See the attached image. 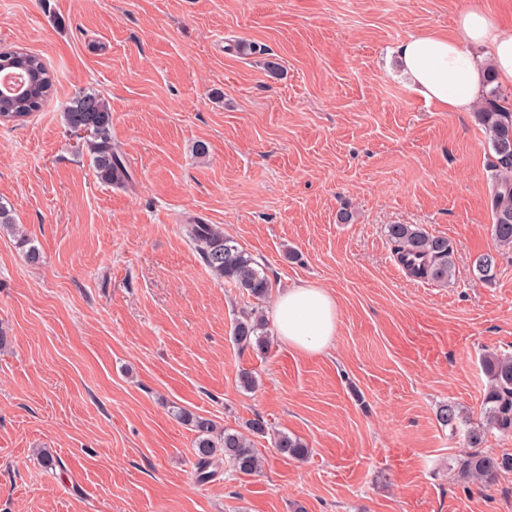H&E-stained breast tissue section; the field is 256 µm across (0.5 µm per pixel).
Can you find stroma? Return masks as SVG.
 Listing matches in <instances>:
<instances>
[{
    "label": "stroma",
    "mask_w": 512,
    "mask_h": 512,
    "mask_svg": "<svg viewBox=\"0 0 512 512\" xmlns=\"http://www.w3.org/2000/svg\"><path fill=\"white\" fill-rule=\"evenodd\" d=\"M469 2L0 0V49L55 76L39 112L0 123V203L41 253L30 263L0 230V512H512V472L460 480L464 436L436 417L451 403L479 423L482 357L512 355L494 153L474 113L440 111L389 58L409 35L451 31ZM92 90L126 185L97 178L65 123ZM195 220L254 256L265 298L203 264ZM390 224L446 237L448 281L410 278ZM484 253L488 283L473 271ZM301 283L336 301L319 354L276 334L275 299ZM251 309L268 350L232 338ZM177 406L220 429L262 417L263 472L196 483ZM280 433L308 458H284ZM274 445L278 452L292 460H303L308 457L310 448L298 438H293L287 434H278L274 438Z\"/></svg>",
    "instance_id": "stroma-1"
}]
</instances>
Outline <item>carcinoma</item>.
<instances>
[{
    "mask_svg": "<svg viewBox=\"0 0 512 512\" xmlns=\"http://www.w3.org/2000/svg\"><path fill=\"white\" fill-rule=\"evenodd\" d=\"M39 72L38 82L19 97L6 92L8 99L0 100V121L21 123L39 111L50 94L54 77L35 54L23 51L0 52V74L20 73L21 67ZM475 115L484 127L495 153L491 204L494 214L492 235L501 246H512V111L487 97ZM67 127L83 139L97 177L106 184L123 185L132 180L122 156L112 149V112L100 94L94 91L78 93L65 109ZM186 235L203 263L218 278L260 299L269 290V280L253 255L215 224H188ZM387 236L394 253L406 270L416 278L445 281L451 274L448 239L434 236L418 224H390ZM495 256L485 253L475 261L476 276L489 281L494 275ZM262 319L246 314L235 322L233 340L247 347L257 342L261 350L268 348L269 337L259 334ZM488 387L483 398L485 422L472 425L461 417L452 404L439 407L437 419L453 430L466 426L465 441L471 451L457 462L462 478L488 483L501 472H512V455H492L481 448L493 431L512 433V357L488 353L483 357ZM177 418L194 428L195 475L199 482L214 475V468L226 465L238 476L259 473L263 457L254 445V437L267 433L262 418L248 419L239 429L226 428L216 432L213 421L181 409ZM278 452L292 460L308 457L310 449L298 438L279 434L274 438Z\"/></svg>",
    "mask_w": 512,
    "mask_h": 512,
    "instance_id": "cac0c4a2",
    "label": "carcinoma"
}]
</instances>
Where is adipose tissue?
Masks as SVG:
<instances>
[{
  "instance_id": "1",
  "label": "adipose tissue",
  "mask_w": 512,
  "mask_h": 512,
  "mask_svg": "<svg viewBox=\"0 0 512 512\" xmlns=\"http://www.w3.org/2000/svg\"><path fill=\"white\" fill-rule=\"evenodd\" d=\"M412 88L444 112H469L487 78L512 85V25L501 24L472 0L452 33L408 36L393 50ZM274 317L278 334L306 354L328 349L337 333L336 301L325 288L299 284L280 294Z\"/></svg>"
}]
</instances>
